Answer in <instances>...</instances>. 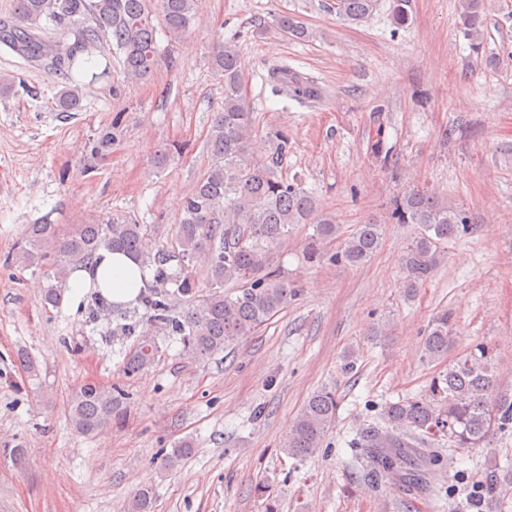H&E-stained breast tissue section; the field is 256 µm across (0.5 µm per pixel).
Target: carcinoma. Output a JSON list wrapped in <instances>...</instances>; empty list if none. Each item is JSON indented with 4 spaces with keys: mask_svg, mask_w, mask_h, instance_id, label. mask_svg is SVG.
<instances>
[{
    "mask_svg": "<svg viewBox=\"0 0 512 512\" xmlns=\"http://www.w3.org/2000/svg\"><path fill=\"white\" fill-rule=\"evenodd\" d=\"M15 0L19 26L0 30V42L41 60L55 72L66 73L78 53L100 40L122 55L125 76L148 78L155 68L157 27L172 39L193 27L198 0ZM377 0H336L343 20L359 23L368 18ZM461 21L479 52L486 22L483 0H461ZM279 30L296 39L308 37L305 24L284 14L276 19ZM74 41H69V38ZM212 71L224 82V103L214 113L206 140L211 164L189 190L175 232L174 245L149 242L148 225L116 216L106 224H75L64 231L58 224H31L6 263L21 268L51 267L43 301L59 308L70 272L88 263L102 248L122 250L152 271L155 286L138 301L160 331L179 337L183 352L207 358L227 345L251 335L263 322L282 310L295 289L279 266L273 250L295 224L314 225L306 258H321V245L339 241L334 259L355 266L378 250L384 227L359 224L338 240L335 221L319 215L316 196L298 181H287L279 171L288 157V134L277 132L274 146L262 157L254 153L257 130L242 95L244 71L235 46L218 43L209 55ZM274 92L287 90L300 102L321 96L320 88L283 64L270 71ZM62 112L79 106V91L68 88L59 95ZM391 218L398 224H418L415 237L402 256V288L413 297L434 274L442 255L437 244L468 234L469 218L437 196L411 189L393 198ZM206 277L200 278L198 261ZM238 285V294H224V284ZM208 293L198 296L200 289ZM110 315L122 321L125 335L135 337L123 361V373L133 377L149 369L159 353L157 338L137 333L131 315L102 304L90 309L89 321ZM448 315L436 318L423 343V359L433 362L448 354L451 343ZM338 400L333 390L314 392L290 426L281 448L293 457L306 458L322 448L336 421ZM128 413V393L119 385L87 382L72 391L67 415L73 430L93 437L121 425ZM382 426L359 432V444L369 449L376 477L410 487L430 484L429 466L435 454L425 452L440 436L459 448H482L497 424L512 423V398L496 392L495 355L478 344L435 373L424 393L416 398L388 402ZM191 453L187 442L164 456L162 465L173 468ZM505 480L487 473L469 500L470 512H486L489 501L500 497ZM154 492L139 488L128 512H153Z\"/></svg>",
    "mask_w": 512,
    "mask_h": 512,
    "instance_id": "cac0c4a2",
    "label": "carcinoma"
}]
</instances>
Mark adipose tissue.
I'll return each mask as SVG.
<instances>
[{"label": "adipose tissue", "mask_w": 512, "mask_h": 512, "mask_svg": "<svg viewBox=\"0 0 512 512\" xmlns=\"http://www.w3.org/2000/svg\"><path fill=\"white\" fill-rule=\"evenodd\" d=\"M146 282L147 274L137 261L123 252L102 249L91 263L71 272L66 294L76 303L93 290L106 302L128 304L137 299Z\"/></svg>", "instance_id": "obj_1"}]
</instances>
